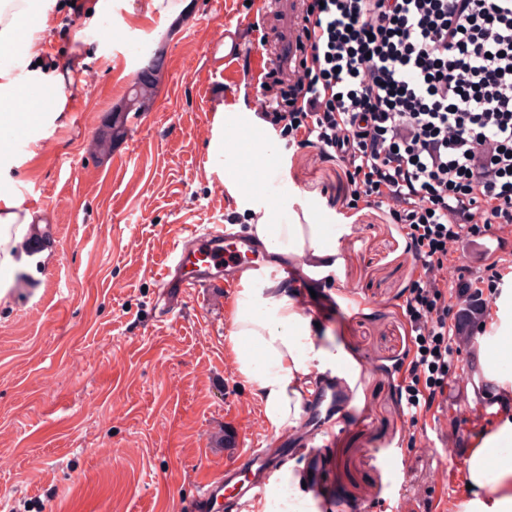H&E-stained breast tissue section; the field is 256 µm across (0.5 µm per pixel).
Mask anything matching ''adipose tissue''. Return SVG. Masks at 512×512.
Wrapping results in <instances>:
<instances>
[{
    "mask_svg": "<svg viewBox=\"0 0 512 512\" xmlns=\"http://www.w3.org/2000/svg\"><path fill=\"white\" fill-rule=\"evenodd\" d=\"M55 16L51 0H0V45L17 51L0 60V116L27 127L31 140H38L40 128L62 120L69 111L64 91L77 65L62 60L51 67L39 65L44 38L53 28ZM20 86L42 90L46 101L20 104L14 91ZM31 221L24 199L0 186V268L10 265L11 240ZM338 224H279L267 221L254 225L252 232L274 254L307 250L330 257L336 253ZM266 274L246 273L233 299L230 332L225 342L238 363L240 377L264 404L267 420L274 430L298 426L309 392L306 375L310 367L337 370L347 358L314 337L311 319L299 312L288 294L268 288ZM493 336L485 347L489 375L512 382V373L499 363L502 349H512V289L503 288L494 304ZM512 420H504L483 436L465 458L473 496L465 512H512Z\"/></svg>",
    "mask_w": 512,
    "mask_h": 512,
    "instance_id": "obj_1",
    "label": "adipose tissue"
}]
</instances>
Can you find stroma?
Segmentation results:
<instances>
[{
	"mask_svg": "<svg viewBox=\"0 0 512 512\" xmlns=\"http://www.w3.org/2000/svg\"><path fill=\"white\" fill-rule=\"evenodd\" d=\"M109 0L100 28L56 0L52 55L80 67L65 92L63 124L27 143L32 162L11 172L41 240L21 234L12 267L0 270V512H182L204 475L235 456L224 431L274 439L264 406L228 369V310L189 297L165 322L154 319L157 277L178 236L193 226L247 233L234 195H221L202 161L216 108L244 111L247 90L231 88L241 64L214 68L212 42L247 23L246 0ZM126 20L113 24L112 15ZM160 55L149 111L129 113L112 151L99 153L131 81ZM224 129L223 177L264 195H287L285 224L313 206L320 224L345 236L336 272L319 279L334 302L316 320L318 340L342 349L343 369L364 416L346 419L320 456L288 457L291 491L308 512H463L471 495L459 459L448 482L431 483L439 458L414 442L438 441L439 408L408 428L400 404L404 316L417 267L386 212L351 211L348 179L335 158L275 134L280 163L237 150ZM307 486H300L301 475Z\"/></svg>",
	"mask_w": 512,
	"mask_h": 512,
	"instance_id": "obj_1",
	"label": "stroma"
}]
</instances>
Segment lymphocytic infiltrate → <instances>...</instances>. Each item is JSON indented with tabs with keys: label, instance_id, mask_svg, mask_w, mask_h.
I'll use <instances>...</instances> for the list:
<instances>
[{
	"label": "lymphocytic infiltrate",
	"instance_id": "1",
	"mask_svg": "<svg viewBox=\"0 0 512 512\" xmlns=\"http://www.w3.org/2000/svg\"><path fill=\"white\" fill-rule=\"evenodd\" d=\"M295 91L268 71L259 118L349 168L418 265L406 300L410 422L445 396L456 336L487 327L483 291L512 274V0H309ZM482 246L447 293L442 270Z\"/></svg>",
	"mask_w": 512,
	"mask_h": 512
}]
</instances>
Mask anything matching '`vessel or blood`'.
<instances>
[{
	"label": "vessel or blood",
	"mask_w": 512,
	"mask_h": 512,
	"mask_svg": "<svg viewBox=\"0 0 512 512\" xmlns=\"http://www.w3.org/2000/svg\"><path fill=\"white\" fill-rule=\"evenodd\" d=\"M259 31L225 27L219 43L223 53L217 64L227 65L245 55L249 45L260 44L270 68L288 83L294 82L301 68L306 46V0H256ZM320 258L307 251L288 261L272 262L259 241L240 238L227 231L196 228L186 230L174 243L161 274L158 288L169 311L181 309L189 294L205 295L209 302L223 305L224 295L235 292L244 273L270 268V282L276 288H303L309 282L307 270ZM456 345L468 357L466 366L455 380L460 397H473L477 411L502 405L508 395L495 388L483 374L481 344L475 333L465 331ZM355 390L345 379L323 378L309 396L312 413L323 404L334 403L339 414L352 412ZM309 445L311 436L282 434L272 448L239 449L235 464L225 466L216 476L202 478L195 493L185 504L186 512H245L249 503L259 501L270 476L288 459L291 441ZM234 487L233 497H225L226 487Z\"/></svg>",
	"instance_id": "b4317fda"
}]
</instances>
